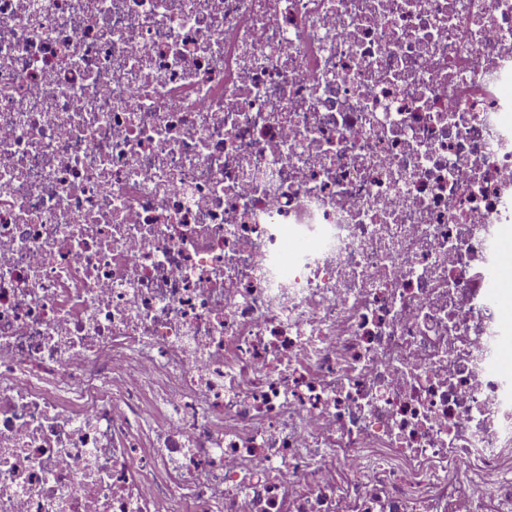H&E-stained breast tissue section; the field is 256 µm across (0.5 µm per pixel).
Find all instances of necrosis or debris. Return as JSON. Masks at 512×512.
<instances>
[{"instance_id":"obj_1","label":"necrosis or debris","mask_w":512,"mask_h":512,"mask_svg":"<svg viewBox=\"0 0 512 512\" xmlns=\"http://www.w3.org/2000/svg\"><path fill=\"white\" fill-rule=\"evenodd\" d=\"M512 0H0V512H512Z\"/></svg>"}]
</instances>
